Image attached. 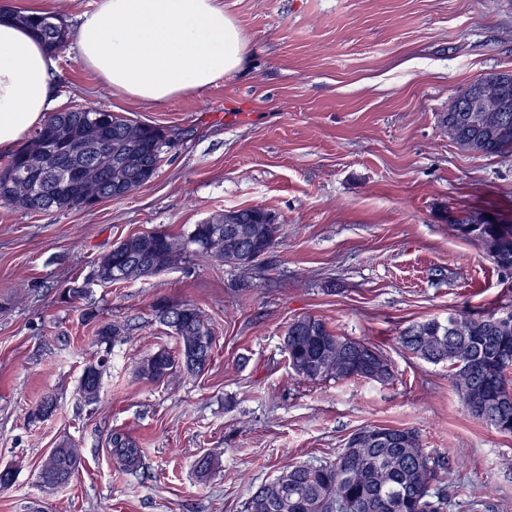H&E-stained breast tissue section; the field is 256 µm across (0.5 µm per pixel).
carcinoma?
<instances>
[{
  "label": "carcinoma",
  "mask_w": 512,
  "mask_h": 512,
  "mask_svg": "<svg viewBox=\"0 0 512 512\" xmlns=\"http://www.w3.org/2000/svg\"><path fill=\"white\" fill-rule=\"evenodd\" d=\"M21 24L29 28L51 53L64 44L62 27L46 16L23 14ZM454 122L453 142L469 149L481 140L483 155L512 150V123L494 138L481 137L464 112L443 116ZM95 141L112 148L117 165L104 170L102 194L120 199L151 181L165 160L164 130L98 108L54 112L35 132L29 143L0 166V203L28 212L72 211L92 208L90 200L67 186L75 169L92 164L98 153ZM24 178L31 186L24 198L13 194L12 183ZM234 236L224 233V215L193 225L184 235L163 231L130 235L103 255L96 277L102 283L150 278L173 269L189 257L221 262L236 267L239 260L236 237L248 239L265 255L280 238V225L261 207L237 210ZM460 237L492 241L488 256L501 270H512V224H454ZM155 310L171 329L178 355L163 348L146 356L137 374L148 381H161L178 371L190 376L204 368L190 369L184 356L200 336L212 335L203 312L190 303L159 300ZM121 335V327L101 323L96 329L99 344L110 345ZM401 346L429 361L448 362L449 376L466 410L501 434L512 435V310L459 312L448 315L443 325L431 319L406 329ZM283 344L296 376L307 381L326 379H369L387 382L390 364L375 347L338 334L324 319L304 316L288 325ZM105 360L84 368L80 392L84 402L98 401ZM387 441H362L345 448L336 461L286 466L273 481L260 486L251 496L247 512H444L448 501L441 461L423 448L419 434L408 428H391ZM112 453L127 467H139L141 448L124 434L111 439ZM77 449L61 444L41 461L38 479L53 487L52 478L78 469Z\"/></svg>",
  "instance_id": "cac0c4a2"
}]
</instances>
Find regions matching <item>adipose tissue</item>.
Segmentation results:
<instances>
[{
	"label": "adipose tissue",
	"instance_id": "ef3b65f1",
	"mask_svg": "<svg viewBox=\"0 0 512 512\" xmlns=\"http://www.w3.org/2000/svg\"><path fill=\"white\" fill-rule=\"evenodd\" d=\"M73 39L81 63L106 86L151 103L240 71L247 50L223 0H100L79 16ZM55 67L12 12H0V152L55 110Z\"/></svg>",
	"mask_w": 512,
	"mask_h": 512
}]
</instances>
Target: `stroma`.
Here are the masks:
<instances>
[{
    "label": "stroma",
    "instance_id": "1",
    "mask_svg": "<svg viewBox=\"0 0 512 512\" xmlns=\"http://www.w3.org/2000/svg\"><path fill=\"white\" fill-rule=\"evenodd\" d=\"M248 52L241 71L162 104L112 92L56 56L63 107H95L162 128L158 174L90 210L31 214L0 204V512H245L291 463L335 460L377 425L416 430L449 462L447 512H512V435L470 415L448 365L407 352L413 324L512 307V274L452 226L512 224V153L465 152L443 115L461 87L512 72V0H224ZM259 206L278 245L249 268L191 259L104 284L97 263L127 236L187 233ZM86 294L63 301L66 289ZM188 302L213 328L200 375L151 383L137 363L177 341L158 300ZM325 319L376 346L393 378L306 381L283 348L294 319ZM122 324L111 345L98 324ZM107 364L85 405L87 364ZM55 412H34L43 396ZM138 441L126 470L109 439ZM69 443L82 465L47 488L38 467ZM211 455L200 476L195 463Z\"/></svg>",
    "mask_w": 512,
    "mask_h": 512
}]
</instances>
